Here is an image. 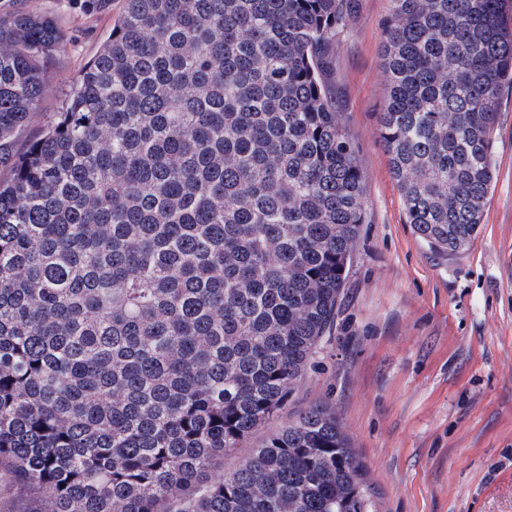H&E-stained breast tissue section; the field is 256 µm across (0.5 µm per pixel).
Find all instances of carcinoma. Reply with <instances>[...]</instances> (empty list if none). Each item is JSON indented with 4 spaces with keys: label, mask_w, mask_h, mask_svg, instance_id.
I'll return each mask as SVG.
<instances>
[{
    "label": "carcinoma",
    "mask_w": 512,
    "mask_h": 512,
    "mask_svg": "<svg viewBox=\"0 0 512 512\" xmlns=\"http://www.w3.org/2000/svg\"><path fill=\"white\" fill-rule=\"evenodd\" d=\"M379 137L406 223L466 251L497 177L512 0H389ZM358 0H124L65 109L66 46L0 11V482L32 512H376L334 407L279 426L367 200L330 81ZM277 425L278 422H275L271 425L259 429L252 435L245 448H237L234 453L225 456L223 465L217 469L216 474L218 475L224 471L233 469L239 460L250 454L252 448H258V445L275 429Z\"/></svg>",
    "instance_id": "carcinoma-1"
}]
</instances>
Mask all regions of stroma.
<instances>
[{
	"label": "stroma",
	"mask_w": 512,
	"mask_h": 512,
	"mask_svg": "<svg viewBox=\"0 0 512 512\" xmlns=\"http://www.w3.org/2000/svg\"><path fill=\"white\" fill-rule=\"evenodd\" d=\"M54 17L66 34L38 137L107 37L122 0H0ZM388 0H359L341 44L338 106L362 159V225L337 325L289 412L332 403L376 492L377 512H512V89L495 131L497 179L470 248L442 257L406 224L379 141Z\"/></svg>",
	"instance_id": "1"
}]
</instances>
